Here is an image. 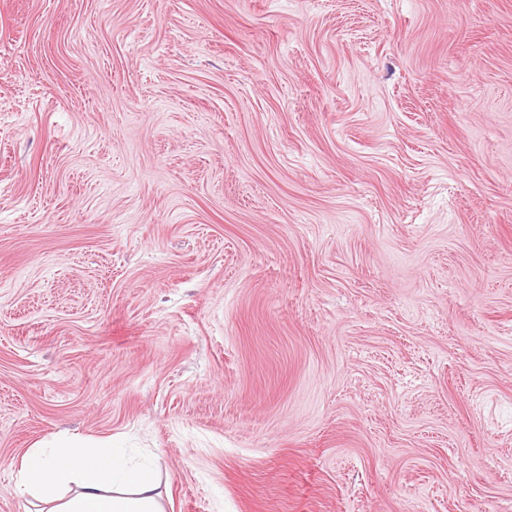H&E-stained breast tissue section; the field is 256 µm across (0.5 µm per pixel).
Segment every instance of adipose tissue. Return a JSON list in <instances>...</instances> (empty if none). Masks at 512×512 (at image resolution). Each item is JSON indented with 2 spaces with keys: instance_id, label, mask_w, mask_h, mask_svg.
<instances>
[{
  "instance_id": "adipose-tissue-1",
  "label": "adipose tissue",
  "mask_w": 512,
  "mask_h": 512,
  "mask_svg": "<svg viewBox=\"0 0 512 512\" xmlns=\"http://www.w3.org/2000/svg\"><path fill=\"white\" fill-rule=\"evenodd\" d=\"M16 485L21 496L47 503L46 512H163L152 464L109 445L83 448L65 439L29 449Z\"/></svg>"
}]
</instances>
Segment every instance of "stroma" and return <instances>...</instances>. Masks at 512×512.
Instances as JSON below:
<instances>
[{"mask_svg":"<svg viewBox=\"0 0 512 512\" xmlns=\"http://www.w3.org/2000/svg\"><path fill=\"white\" fill-rule=\"evenodd\" d=\"M61 434L512 512V0H0V512Z\"/></svg>","mask_w":512,"mask_h":512,"instance_id":"35a3bbf8","label":"stroma"}]
</instances>
